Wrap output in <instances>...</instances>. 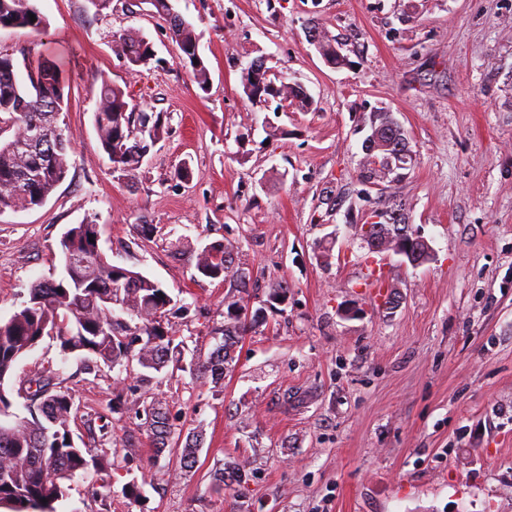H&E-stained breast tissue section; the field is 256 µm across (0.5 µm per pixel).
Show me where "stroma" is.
Listing matches in <instances>:
<instances>
[{"instance_id":"stroma-1","label":"stroma","mask_w":512,"mask_h":512,"mask_svg":"<svg viewBox=\"0 0 512 512\" xmlns=\"http://www.w3.org/2000/svg\"><path fill=\"white\" fill-rule=\"evenodd\" d=\"M35 5L45 27L0 28V54L60 65L71 150L43 205L0 214V321L58 277L63 234L89 221L108 262L172 297L182 363L213 350L240 298L197 272L205 246L232 248L264 310L219 385L182 363L149 374L66 356L52 337L21 358L5 384L13 412L52 367L75 398L76 444L112 465L106 485L77 473L56 512H512V0H176L200 36L204 91L147 0ZM312 18L345 66L309 44ZM126 31L152 42L148 65L123 58ZM260 56L304 85L310 111L247 100L242 72ZM105 81L169 129L131 174L113 170L94 127ZM375 112L399 122L413 160L370 182ZM396 207L429 262L368 251L362 225ZM373 269L395 305L368 284ZM283 282L287 303L264 308ZM154 398L173 435L202 432L192 469L176 445L154 447L140 415ZM230 462L246 483L217 489Z\"/></svg>"}]
</instances>
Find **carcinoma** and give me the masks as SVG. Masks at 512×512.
<instances>
[{
  "label": "carcinoma",
  "instance_id": "carcinoma-1",
  "mask_svg": "<svg viewBox=\"0 0 512 512\" xmlns=\"http://www.w3.org/2000/svg\"><path fill=\"white\" fill-rule=\"evenodd\" d=\"M36 21H30L29 15ZM45 24L32 0H0V27H30ZM170 35L193 66L194 80L205 89L209 70L197 56L199 34L192 23L170 27ZM127 58L148 64L154 56L152 43L143 35L126 32L118 37ZM37 78L21 74L8 55H0V115L20 136L0 142V212L27 210L42 205L65 178L70 138L58 123L59 110L68 102L70 86L55 64L35 67ZM94 126L102 150L112 167L126 173L138 170L146 147L161 141L167 129L161 117L134 112V105L119 87L106 81L100 87V106ZM43 134L42 146L25 149L35 133ZM391 151L378 149L367 155L368 177L382 180L390 172ZM376 234L380 237L413 235L405 217L378 214ZM98 225L73 224L60 240L61 272L58 278L35 281L29 299L4 323H0V415L8 418L12 402L4 385L16 362L34 349L43 337L55 331L63 353L90 352L113 366L133 358L147 370L162 371L177 351L165 327L168 292L137 271L110 264L99 249ZM94 242H89V238ZM233 250L215 242L198 257L197 269H207L210 279H234L240 284V301L249 295L247 283L234 269ZM223 341L209 356L195 363L196 375L219 383L231 352L247 334L244 323L229 315L224 320ZM57 373L43 369L29 380L35 389L26 390L31 418L0 423V502L13 512H55L54 504L68 490L67 482L94 466L100 480L111 479L104 465L106 455L91 456L75 445L70 431L75 413L74 396L55 389ZM157 448L166 447L172 433L162 402L152 399L143 406ZM202 443V433L189 437L181 448V464L192 468ZM242 485L237 464L220 470L218 487L226 481Z\"/></svg>",
  "mask_w": 512,
  "mask_h": 512
}]
</instances>
